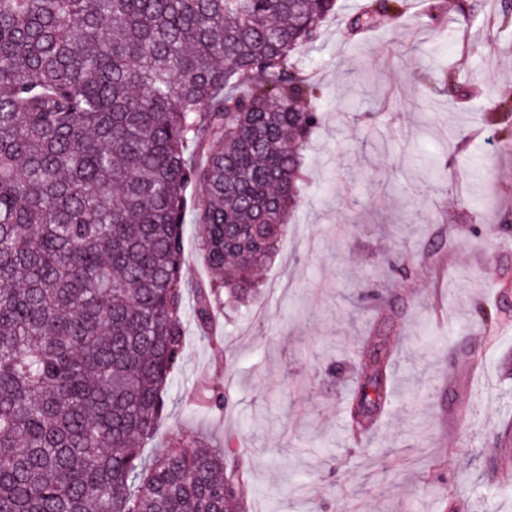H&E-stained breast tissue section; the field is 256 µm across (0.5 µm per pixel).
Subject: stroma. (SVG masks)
Here are the masks:
<instances>
[{"label":"stroma","instance_id":"obj_1","mask_svg":"<svg viewBox=\"0 0 512 512\" xmlns=\"http://www.w3.org/2000/svg\"><path fill=\"white\" fill-rule=\"evenodd\" d=\"M364 0H338L298 64L322 90L303 152L305 203L260 273L250 308L225 309L214 357L194 323L146 454L189 434L233 441L251 512H512L492 479L512 420V27L454 39L457 0L351 35ZM452 70L451 90L442 85ZM505 325L486 351L481 312ZM392 354V403L361 437L346 407L369 331ZM221 383L224 412L196 406Z\"/></svg>","mask_w":512,"mask_h":512}]
</instances>
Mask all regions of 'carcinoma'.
I'll list each match as a JSON object with an SVG mask.
<instances>
[{
    "label": "carcinoma",
    "instance_id": "carcinoma-1",
    "mask_svg": "<svg viewBox=\"0 0 512 512\" xmlns=\"http://www.w3.org/2000/svg\"><path fill=\"white\" fill-rule=\"evenodd\" d=\"M411 0H365L353 31ZM337 0H0V512H250L248 468L187 437L152 456L185 317L246 306L288 217L319 87L293 72ZM206 266L186 313L183 226ZM367 341L348 406L391 403ZM206 408L224 411L219 386Z\"/></svg>",
    "mask_w": 512,
    "mask_h": 512
}]
</instances>
